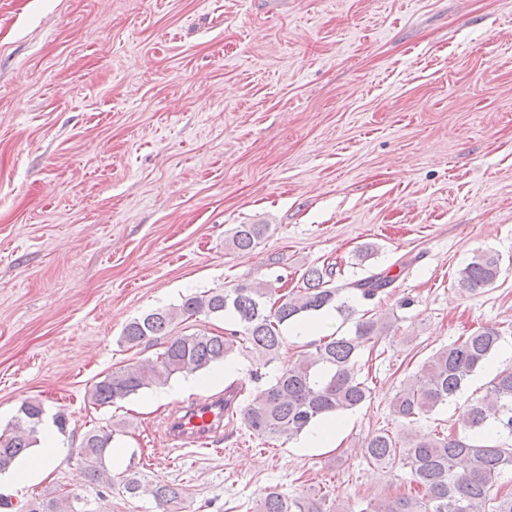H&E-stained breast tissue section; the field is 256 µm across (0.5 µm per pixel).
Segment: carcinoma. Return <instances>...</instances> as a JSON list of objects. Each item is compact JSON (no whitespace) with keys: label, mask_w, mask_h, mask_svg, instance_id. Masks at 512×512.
<instances>
[{"label":"carcinoma","mask_w":512,"mask_h":512,"mask_svg":"<svg viewBox=\"0 0 512 512\" xmlns=\"http://www.w3.org/2000/svg\"><path fill=\"white\" fill-rule=\"evenodd\" d=\"M269 229L267 224H239L230 245L240 253L251 252ZM334 267L311 268L302 275V286L286 294L272 288L238 283L231 288L211 289L188 295L178 305L160 308L130 321L121 342L133 348L154 337L166 339L164 351L150 364L128 363L96 382L87 393L97 406L111 405L145 389L166 384L176 375L194 374L233 359L249 349L259 369L250 373L255 387L240 410L245 428L265 439L290 441L331 415H340L363 405L371 396L359 374L362 344L383 336L385 324L376 315H362L354 334L324 337L310 343L311 349L278 366L273 378L260 369L281 360L285 336L282 327L333 307L351 318L355 310L336 303V289L325 278ZM499 274V259L480 254L459 273L458 283L469 291L491 286ZM394 278L372 273L350 283L364 300L385 293ZM233 318L236 328L222 336L205 333L175 334L176 325L193 317ZM501 341L494 327H483L436 350L395 393L391 414L402 428L448 404L461 393L475 371L498 348ZM45 410L40 400H24L15 422L0 432V474L14 468L17 460L40 442ZM460 422L447 434H405L379 429L362 442L360 453L386 467L409 469V490L398 495H380L367 501L360 512H512V491L501 492L498 479L512 470V443L492 445L471 436L489 419L498 430L512 436V364L499 369L483 397L459 413ZM113 430L100 428L85 435L80 454L88 462L93 484L112 487V472L106 455ZM152 497L160 504L177 502L179 489L157 483ZM25 512H90L83 498L72 492L34 498L23 505ZM258 512H342L337 500L324 493L290 496L269 489Z\"/></svg>","instance_id":"cac0c4a2"}]
</instances>
